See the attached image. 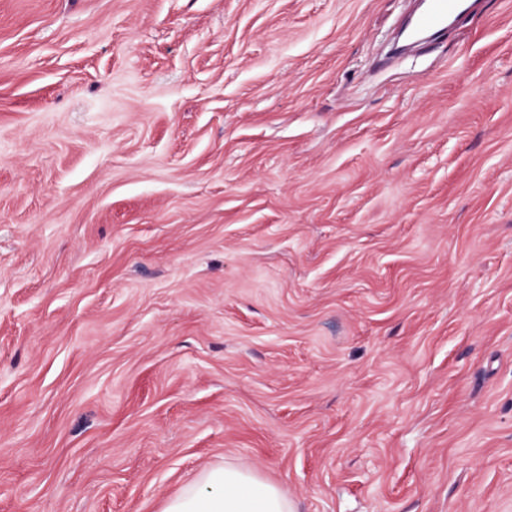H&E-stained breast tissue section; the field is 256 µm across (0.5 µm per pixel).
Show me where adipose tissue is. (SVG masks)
<instances>
[{"label":"adipose tissue","instance_id":"1","mask_svg":"<svg viewBox=\"0 0 512 512\" xmlns=\"http://www.w3.org/2000/svg\"><path fill=\"white\" fill-rule=\"evenodd\" d=\"M161 512H294L291 500L250 467L224 464L204 469Z\"/></svg>","mask_w":512,"mask_h":512}]
</instances>
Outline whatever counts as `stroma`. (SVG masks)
<instances>
[{
	"label": "stroma",
	"instance_id": "1",
	"mask_svg": "<svg viewBox=\"0 0 512 512\" xmlns=\"http://www.w3.org/2000/svg\"><path fill=\"white\" fill-rule=\"evenodd\" d=\"M0 0V512H512V0ZM425 9L416 18L412 36L418 30L443 32L447 29L448 20L458 17L466 11L467 0H423ZM161 512H295L291 500L250 467L224 464L204 469Z\"/></svg>",
	"mask_w": 512,
	"mask_h": 512
}]
</instances>
